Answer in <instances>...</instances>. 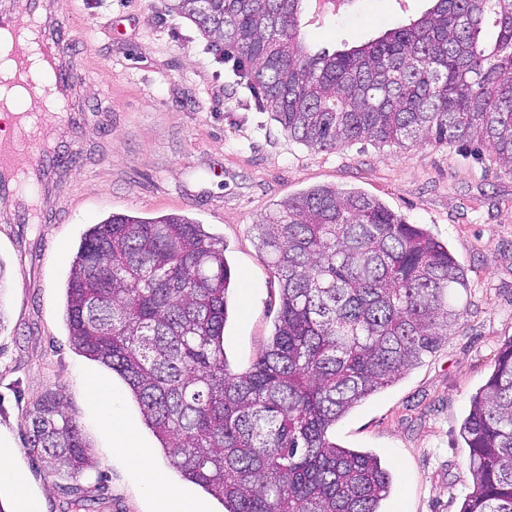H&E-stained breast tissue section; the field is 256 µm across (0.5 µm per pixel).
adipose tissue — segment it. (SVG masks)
Masks as SVG:
<instances>
[{
    "instance_id": "1",
    "label": "adipose tissue",
    "mask_w": 512,
    "mask_h": 512,
    "mask_svg": "<svg viewBox=\"0 0 512 512\" xmlns=\"http://www.w3.org/2000/svg\"><path fill=\"white\" fill-rule=\"evenodd\" d=\"M88 391L98 405L102 423L112 436V444L128 466L138 474L146 494L154 501V512H205L203 505L185 494L172 492L156 472L150 453L145 448L132 422L118 410L117 398L99 382L87 383Z\"/></svg>"
}]
</instances>
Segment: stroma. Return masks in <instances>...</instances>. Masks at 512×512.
Wrapping results in <instances>:
<instances>
[{
    "label": "stroma",
    "mask_w": 512,
    "mask_h": 512,
    "mask_svg": "<svg viewBox=\"0 0 512 512\" xmlns=\"http://www.w3.org/2000/svg\"><path fill=\"white\" fill-rule=\"evenodd\" d=\"M76 51L69 60L79 103L91 114L60 153L42 200L41 224L14 221L0 201L6 327L0 332V441L41 512H69L64 480L45 475L24 451L25 405L63 387L97 461L76 481L94 512H153L141 481L113 450L83 384L90 376L117 391L169 488L220 512L216 499L185 480L144 424L111 371L76 351L65 320V288L84 232L114 213H183L223 238L236 276L235 310L224 328L231 369L252 366L279 308V281L260 256L251 224L274 203L316 185L356 189L421 224L464 266L465 314L440 348L403 379L336 425L347 448L375 452L394 478L385 512H459L470 492V454L459 435L470 398L512 336V174L490 153L481 159L432 142L359 141L331 152L289 139L272 112L255 107L210 41L167 9L169 0H57ZM430 0H345L336 13L305 0L302 36L311 50L337 51L408 25Z\"/></svg>",
    "instance_id": "1"
}]
</instances>
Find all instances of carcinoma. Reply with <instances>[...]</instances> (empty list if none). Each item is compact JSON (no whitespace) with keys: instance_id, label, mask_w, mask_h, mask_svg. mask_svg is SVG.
I'll return each mask as SVG.
<instances>
[{"instance_id":"cac0c4a2","label":"carcinoma","mask_w":512,"mask_h":512,"mask_svg":"<svg viewBox=\"0 0 512 512\" xmlns=\"http://www.w3.org/2000/svg\"><path fill=\"white\" fill-rule=\"evenodd\" d=\"M304 0H170L273 112L321 150L353 142L486 147L512 173V0H433L408 27L312 53ZM495 41L481 39L487 23ZM280 308L250 369L224 350V241L180 214L114 213L83 237L66 288L74 349L112 370L182 477L223 512H383L392 477L331 440L340 419L435 352L463 318L465 269L420 224L359 191L316 186L252 225ZM22 415L37 469L73 479L92 450L48 389ZM460 437L473 489L459 512H512V336Z\"/></svg>"}]
</instances>
